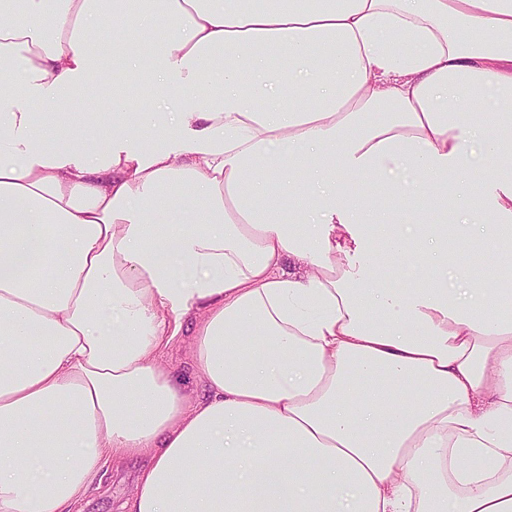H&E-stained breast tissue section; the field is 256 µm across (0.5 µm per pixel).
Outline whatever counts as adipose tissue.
Here are the masks:
<instances>
[{
    "mask_svg": "<svg viewBox=\"0 0 512 512\" xmlns=\"http://www.w3.org/2000/svg\"><path fill=\"white\" fill-rule=\"evenodd\" d=\"M15 1L0 512H68L107 456L146 461L125 512H512V287L468 261L512 254L473 150L512 159V0ZM107 66L111 124L52 109ZM140 74L214 91L147 121ZM381 246L406 288L353 263ZM189 336H178L161 355L163 364L173 370L175 380L189 390L200 389L201 384L192 367Z\"/></svg>",
    "mask_w": 512,
    "mask_h": 512,
    "instance_id": "adipose-tissue-1",
    "label": "adipose tissue"
}]
</instances>
